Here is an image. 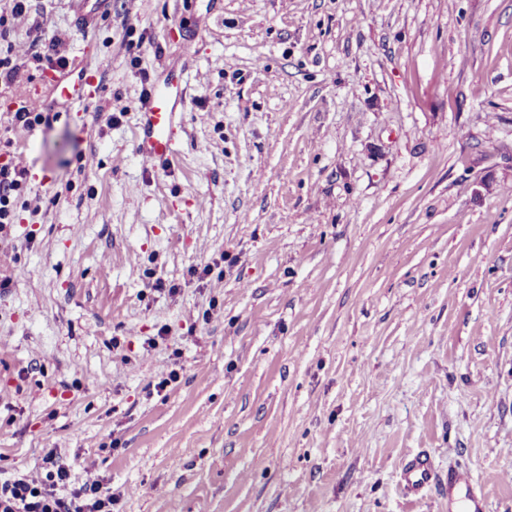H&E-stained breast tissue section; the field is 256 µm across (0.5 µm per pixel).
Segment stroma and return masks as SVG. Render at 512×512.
I'll return each instance as SVG.
<instances>
[{
    "label": "stroma",
    "instance_id": "obj_1",
    "mask_svg": "<svg viewBox=\"0 0 512 512\" xmlns=\"http://www.w3.org/2000/svg\"><path fill=\"white\" fill-rule=\"evenodd\" d=\"M30 5L102 85L64 101L30 59L0 85V163L34 172L0 257V478L51 452L119 512H448L401 490L420 451L512 512V0H112L86 29ZM186 43L155 172L136 114ZM34 96L50 126H12ZM180 355L177 350L173 351L170 358H168V362L162 366L159 372V381L154 385V389L158 394L167 391V388H169V390L173 389V387L177 385L180 378L179 371L182 370L179 365Z\"/></svg>",
    "mask_w": 512,
    "mask_h": 512
}]
</instances>
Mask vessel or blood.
Masks as SVG:
<instances>
[{"label":"vessel or blood","mask_w":512,"mask_h":512,"mask_svg":"<svg viewBox=\"0 0 512 512\" xmlns=\"http://www.w3.org/2000/svg\"><path fill=\"white\" fill-rule=\"evenodd\" d=\"M77 20L87 24L106 14L109 0H71ZM73 68L81 76L77 82H65L58 72L44 75V85L60 92L68 100L85 101L100 93V80L96 70L73 61ZM186 99V88L173 80L151 85L144 103L138 112L137 151L143 162L152 169L164 170L172 166L177 157L175 127L178 120L177 107ZM446 482L448 512H487V503L475 486L470 470L455 468L447 475H440L433 460L424 454L406 457L400 472V482L406 492L421 495Z\"/></svg>","instance_id":"vessel-or-blood-1"}]
</instances>
